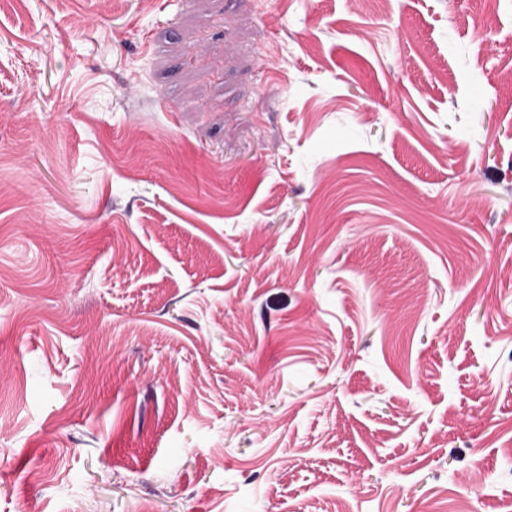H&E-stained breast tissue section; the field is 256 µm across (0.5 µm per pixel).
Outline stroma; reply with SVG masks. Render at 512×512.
I'll return each instance as SVG.
<instances>
[{
    "label": "stroma",
    "mask_w": 512,
    "mask_h": 512,
    "mask_svg": "<svg viewBox=\"0 0 512 512\" xmlns=\"http://www.w3.org/2000/svg\"><path fill=\"white\" fill-rule=\"evenodd\" d=\"M510 74L512 0H0V512H512Z\"/></svg>",
    "instance_id": "35a3bbf8"
}]
</instances>
